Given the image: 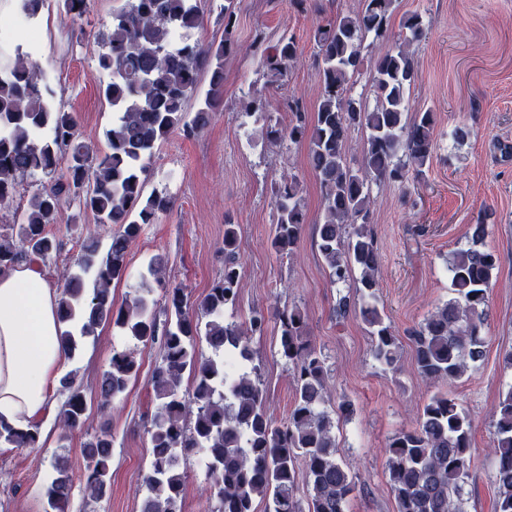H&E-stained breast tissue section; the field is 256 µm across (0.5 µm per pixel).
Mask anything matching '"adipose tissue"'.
<instances>
[{
  "instance_id": "1",
  "label": "adipose tissue",
  "mask_w": 512,
  "mask_h": 512,
  "mask_svg": "<svg viewBox=\"0 0 512 512\" xmlns=\"http://www.w3.org/2000/svg\"><path fill=\"white\" fill-rule=\"evenodd\" d=\"M58 293L38 267L0 271V421L17 429L50 413L66 364Z\"/></svg>"
}]
</instances>
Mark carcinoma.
I'll return each instance as SVG.
<instances>
[{"label": "carcinoma", "instance_id": "carcinoma-1", "mask_svg": "<svg viewBox=\"0 0 512 512\" xmlns=\"http://www.w3.org/2000/svg\"><path fill=\"white\" fill-rule=\"evenodd\" d=\"M397 0H362L354 15L330 18L313 34L321 97L313 115L288 104V125H267L276 142H307L310 166L320 185L323 220L318 225L319 251L334 284L359 290V316L368 326L374 359L388 369L398 363L400 340L378 306L376 273L379 253L371 224L370 184L403 183L409 172L423 174L434 149L435 113L427 109L407 118V94L417 77L410 45L422 38L419 14H405V34L391 38L389 25ZM233 0L224 6V41L216 46L193 41L188 31L201 24L197 0H126L112 15L102 36L100 69L109 81L102 94L118 113L106 131L107 147L99 152L81 140L74 113L51 101L54 90L38 65L25 58L0 67V206L9 204L21 181L36 173L48 183L30 198L17 221L0 226V270L19 263L45 262L61 249L47 231L65 205L73 202L91 211L100 224L117 226L106 253L90 232L75 260L78 271L63 270L59 316L79 322L78 334L64 331L67 352L80 339L113 325L147 345L161 340L163 354L152 372L157 411L150 433L151 465L145 477L149 496L142 512H181L184 476L179 459L196 451L209 453L207 470L218 512H255L254 501H271L273 512H303L295 491L310 490L308 512H345L355 489L350 471L337 458L336 418H350L354 404L339 401L336 413L325 409L324 360L307 336V319L297 306L279 314V347L294 371V405L288 422L275 425L264 408L258 368L225 371V353L252 361L249 336L263 335L267 320L253 312L249 328L223 319L224 308L236 303L239 291L238 232L224 227V275L200 303L205 322L189 315L184 289L172 285L159 261L148 267L137 293L117 306L112 283L125 277L127 254L143 226L172 208L170 197L145 194L144 175L156 144L176 130L191 136L211 121L224 87V57L233 50ZM179 46H172L175 34ZM369 34L391 46L371 61L379 105L366 110L348 93L351 78L364 65L362 45ZM297 59L293 37L282 35L266 48L263 67L272 82H282ZM210 73L204 101L188 117L186 104L199 90V71ZM355 127L366 130L361 168L346 164L345 143ZM276 210L271 243L280 255L291 254L306 222L301 181L292 175L271 184ZM488 225H472L471 245L450 262L454 297L412 329L408 339L415 364L424 378L451 384L485 356L483 330L488 292L498 268L497 255L485 248ZM360 277L350 282L352 268ZM165 293V319L160 321L151 299ZM206 342L215 356L198 352ZM139 364L115 351L98 385L99 406L111 407L137 376ZM191 386L182 388L184 375ZM67 394L59 419L62 429L83 428L87 400L68 372L60 378ZM492 454L498 497L495 512H512V385L501 393L495 411ZM472 419L445 393L433 395L414 427L396 434L387 446L390 488L397 512H466L464 489L473 468L470 453ZM14 448L40 447L35 425L22 430L0 423V443ZM88 474L84 488L95 500L111 487L112 435L108 428L84 444ZM46 496L52 512H67L74 478L62 463Z\"/></svg>", "mask_w": 512, "mask_h": 512}]
</instances>
